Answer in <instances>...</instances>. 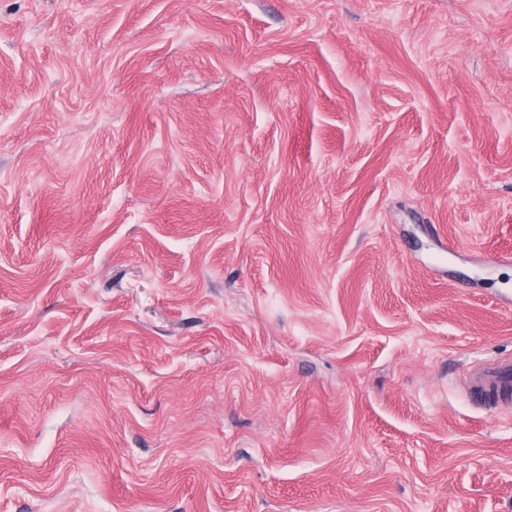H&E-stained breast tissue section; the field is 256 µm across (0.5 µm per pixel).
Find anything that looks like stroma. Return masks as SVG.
Returning a JSON list of instances; mask_svg holds the SVG:
<instances>
[{"instance_id": "35a3bbf8", "label": "stroma", "mask_w": 512, "mask_h": 512, "mask_svg": "<svg viewBox=\"0 0 512 512\" xmlns=\"http://www.w3.org/2000/svg\"><path fill=\"white\" fill-rule=\"evenodd\" d=\"M512 0H0V512H512ZM467 391L479 402L502 405L512 400L511 361L490 362L482 365L468 378Z\"/></svg>"}]
</instances>
